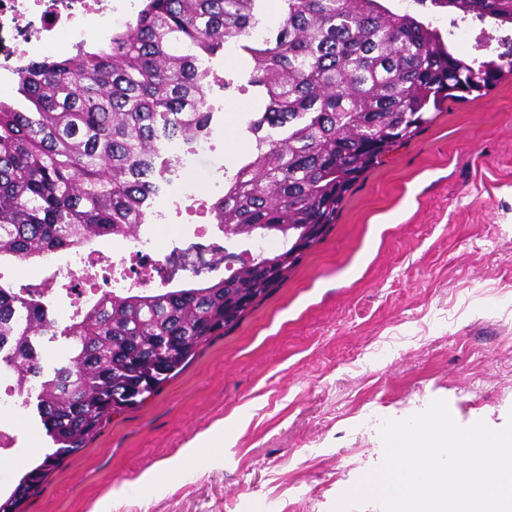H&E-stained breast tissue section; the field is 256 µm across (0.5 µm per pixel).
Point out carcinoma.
<instances>
[{"mask_svg":"<svg viewBox=\"0 0 512 512\" xmlns=\"http://www.w3.org/2000/svg\"><path fill=\"white\" fill-rule=\"evenodd\" d=\"M261 0H141L124 28L29 61L14 97L0 99V260L76 251L132 234L187 148L213 133L208 63L229 45L252 63L241 93L264 109L244 132L250 155L224 170L208 207L224 251L277 237L281 249L224 278L163 292H110L59 327L39 289L0 283V373L36 409L56 450L25 472L0 512H22L56 463L112 415L139 405L184 370L199 348L237 327L327 234L346 195L393 149L433 122L445 101L483 96L512 60L459 58L437 29L379 0H282L274 35ZM461 20L512 24V0H415ZM63 357L41 362L44 343Z\"/></svg>","mask_w":512,"mask_h":512,"instance_id":"carcinoma-1","label":"carcinoma"}]
</instances>
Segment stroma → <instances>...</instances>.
Segmentation results:
<instances>
[{"label": "stroma", "instance_id": "35a3bbf8", "mask_svg": "<svg viewBox=\"0 0 512 512\" xmlns=\"http://www.w3.org/2000/svg\"><path fill=\"white\" fill-rule=\"evenodd\" d=\"M440 30L451 52L512 51V25L453 23L447 7H404ZM260 98L225 93L222 150L174 177L155 208L201 207L224 170L251 150L243 131ZM0 282L45 283L75 302L41 259L0 261ZM463 426L512 414V76L483 97L446 102L417 138L355 186L335 224L288 282L140 407L113 415L61 460L23 512H331L383 457V420L432 400ZM234 417L224 431L217 424ZM11 482L54 446L28 409ZM211 432L214 447L182 450ZM177 474L141 476L166 461Z\"/></svg>", "mask_w": 512, "mask_h": 512}]
</instances>
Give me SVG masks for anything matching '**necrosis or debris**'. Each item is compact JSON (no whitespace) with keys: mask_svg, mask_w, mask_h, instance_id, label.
<instances>
[{"mask_svg":"<svg viewBox=\"0 0 512 512\" xmlns=\"http://www.w3.org/2000/svg\"><path fill=\"white\" fill-rule=\"evenodd\" d=\"M115 0H0V69L18 74L24 62L50 55L64 43H76L93 35L104 39L122 26ZM112 246L120 257L114 263L113 290L148 289L139 273L142 268L166 265L174 250L183 253L182 284H190L199 271H207L224 256V237L214 232H186L172 220L169 211L153 212L150 223L140 225L136 236H113ZM90 252L80 250L63 258H48L47 266L73 280L80 306L96 303L101 293L90 288L85 270ZM25 411L9 375H0V459L14 456L19 441L18 422Z\"/></svg>","mask_w":512,"mask_h":512,"instance_id":"1","label":"necrosis or debris"}]
</instances>
